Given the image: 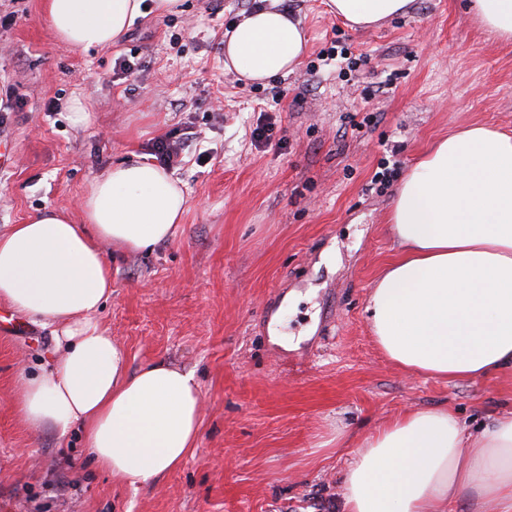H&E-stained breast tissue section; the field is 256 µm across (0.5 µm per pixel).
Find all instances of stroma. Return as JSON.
<instances>
[{"mask_svg": "<svg viewBox=\"0 0 512 512\" xmlns=\"http://www.w3.org/2000/svg\"><path fill=\"white\" fill-rule=\"evenodd\" d=\"M256 0H182L148 12L113 45L80 53L54 35L42 0H0V231L81 197L112 164L149 157L161 136L200 137L174 168L188 199L175 237L112 258L97 318L131 369L165 361L201 395L195 448L132 490L93 466L79 434L31 432L13 384L45 368L53 332L0 304V512H338L349 448L330 426L373 427L451 406L475 427L512 409V373L448 382L394 367L376 345L368 293L395 258L386 216L438 138L478 123L512 131V42L469 0H412L358 30L328 0H293L309 50L297 69L246 85L224 68V32ZM368 65L338 70L331 44ZM135 63L117 71V59ZM89 119L70 120L72 99ZM376 120H369V113ZM274 125L255 146L257 121ZM208 158L197 162V151ZM390 170L384 189L375 173Z\"/></svg>", "mask_w": 512, "mask_h": 512, "instance_id": "35a3bbf8", "label": "stroma"}]
</instances>
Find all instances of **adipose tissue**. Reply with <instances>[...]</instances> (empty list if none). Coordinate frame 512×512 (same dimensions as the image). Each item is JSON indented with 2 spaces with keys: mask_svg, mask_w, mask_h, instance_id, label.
I'll list each match as a JSON object with an SVG mask.
<instances>
[{
  "mask_svg": "<svg viewBox=\"0 0 512 512\" xmlns=\"http://www.w3.org/2000/svg\"><path fill=\"white\" fill-rule=\"evenodd\" d=\"M411 0H330L370 26ZM479 23L512 41V0H473ZM70 49L112 45L144 0H45ZM307 48L299 20L252 11L224 41V67L247 83L293 72ZM186 209L179 180L151 161H124L90 181L82 219L47 209L0 232V303L54 326L47 371L15 382L24 424L80 431L95 465L132 489L178 467L200 432L192 373L129 367L96 313L112 294L106 248L138 252L170 240ZM397 257L366 313L396 367L450 381L512 373V134L480 124L435 142L401 182L387 218ZM343 512H512V409L468 430L448 406L414 409L364 435L348 462Z\"/></svg>",
  "mask_w": 512,
  "mask_h": 512,
  "instance_id": "adipose-tissue-1",
  "label": "adipose tissue"
}]
</instances>
